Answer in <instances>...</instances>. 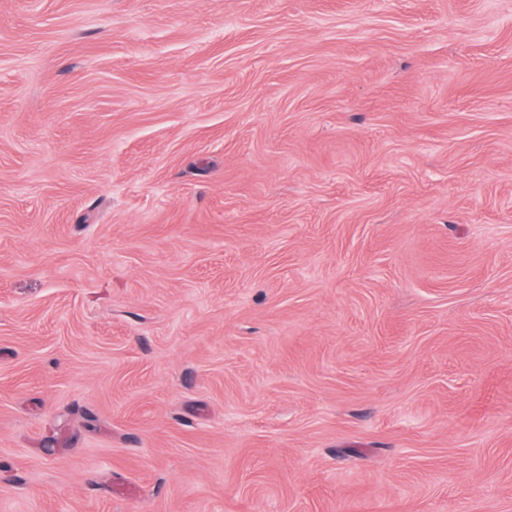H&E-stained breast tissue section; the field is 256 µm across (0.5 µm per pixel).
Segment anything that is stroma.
Returning <instances> with one entry per match:
<instances>
[{
  "label": "stroma",
  "mask_w": 512,
  "mask_h": 512,
  "mask_svg": "<svg viewBox=\"0 0 512 512\" xmlns=\"http://www.w3.org/2000/svg\"><path fill=\"white\" fill-rule=\"evenodd\" d=\"M0 512H512V0H0Z\"/></svg>",
  "instance_id": "1"
}]
</instances>
